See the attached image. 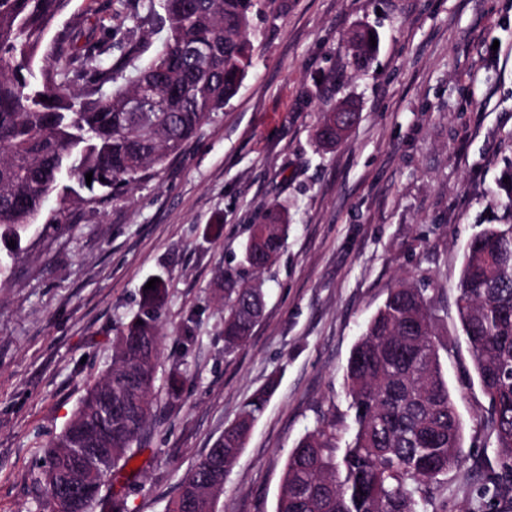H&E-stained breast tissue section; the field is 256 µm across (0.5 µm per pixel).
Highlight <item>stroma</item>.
<instances>
[{
  "label": "stroma",
  "mask_w": 512,
  "mask_h": 512,
  "mask_svg": "<svg viewBox=\"0 0 512 512\" xmlns=\"http://www.w3.org/2000/svg\"><path fill=\"white\" fill-rule=\"evenodd\" d=\"M72 0L54 30L99 25L140 43L126 82L166 33L161 8ZM379 35L353 69L347 35ZM253 61L237 94L162 166L96 204L53 196L18 240L0 235V512H42L34 478L112 362V339L153 275L166 279L155 415L127 474L126 512H165L188 470L269 378L278 386L228 473L216 512H275L288 457L323 419L336 448L353 437L351 350L389 292L427 288L443 371L463 424L462 463L442 476L448 512H512L488 401L455 298L464 248L512 223L499 188L512 168V0H260ZM351 101L359 120L323 148L314 132ZM288 209L285 246L253 271L242 250L265 209ZM261 283L247 343L224 352V277ZM186 369L178 403L167 380Z\"/></svg>",
  "instance_id": "stroma-1"
}]
</instances>
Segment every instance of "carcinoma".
<instances>
[{"label":"carcinoma","mask_w":512,"mask_h":512,"mask_svg":"<svg viewBox=\"0 0 512 512\" xmlns=\"http://www.w3.org/2000/svg\"><path fill=\"white\" fill-rule=\"evenodd\" d=\"M70 3L0 0V229L15 237L35 223L53 193L74 192L69 181L95 203L178 155L210 114L237 94L252 65L250 15L258 0H189L187 7L183 0H162V47L126 84L105 92L116 81L112 50L130 59L137 46L75 26L57 33L43 51L46 34ZM372 34L360 28L346 38L357 69L376 52ZM38 58L42 65L36 69ZM88 75L93 88L85 91L79 83ZM144 90L162 99L163 111H126V101ZM288 228L287 209L268 207L246 244L248 266L261 270L273 262ZM166 299L162 281L142 292L139 312L113 338L111 365L49 444L34 479L39 492L66 480L78 453L90 458L92 469L114 474L135 457L154 411ZM263 306L261 285L224 278L225 350L248 340ZM456 308L489 404L486 427L495 436L502 468L512 474V224H490L467 244ZM434 322L426 289L403 283L391 291L348 362L352 442L336 456L332 420L306 434L289 455L276 512H427L439 477L458 466L462 448V422L443 373ZM271 390L243 404L224 429V445L209 449L186 474L167 512H209V497L223 485ZM109 402L121 414L110 423L97 422L89 435L84 407L100 409ZM87 480L89 491L77 512H97L107 504L123 512V490L107 495L93 473Z\"/></svg>","instance_id":"carcinoma-1"}]
</instances>
